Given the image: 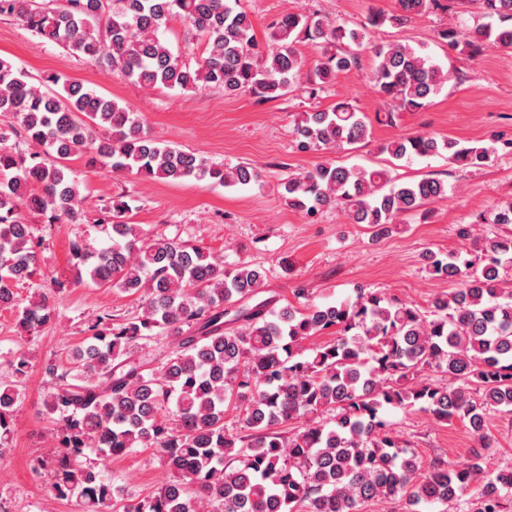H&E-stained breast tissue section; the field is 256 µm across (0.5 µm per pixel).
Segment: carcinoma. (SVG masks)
Masks as SVG:
<instances>
[{"mask_svg": "<svg viewBox=\"0 0 512 512\" xmlns=\"http://www.w3.org/2000/svg\"><path fill=\"white\" fill-rule=\"evenodd\" d=\"M239 0H0V15L22 20L41 38L119 72L145 88L250 92L278 99L299 85L307 61L301 39L337 51L313 64L306 89L314 97L340 72L358 64L365 33L323 15L287 13L270 33L272 48L256 43ZM440 0H398L404 23ZM485 21L450 24L438 37L473 57L486 45L512 49V0H481ZM173 18L206 37L196 66L185 64L161 37ZM371 80L392 110L424 108L448 81L424 47L394 43L375 49ZM0 113L16 125L0 129V308L15 306V288L38 267L33 226L25 208L75 220L83 197L66 165L88 154L100 168L171 182L209 179L226 187L260 180L257 168L226 167L151 136L126 106L60 76L39 85L0 57ZM370 134L367 117L341 101L330 110L304 112L296 126L302 150H342ZM14 143H9L10 139ZM489 145H465L428 134L403 136L381 151L407 162L447 154L456 166L492 162L511 149L499 133ZM34 144L25 153L22 145ZM288 205L311 216L344 207L354 224L375 235L448 194L445 182L422 178L398 183L384 168L333 163L291 175L281 183ZM121 198L109 207L111 244H72L74 283L138 295L141 313L114 323L99 315L88 325L85 349L67 363L49 365L44 398L58 447L33 461L50 469L51 492L77 497L87 512H362L372 501L402 503L403 512H508L512 467L484 474L477 452L463 462L437 459L424 469L401 443L386 410L418 408L436 419L466 421L485 440L486 411L512 408V290L500 269L512 264V236L479 241L474 225L458 235L476 246L473 259L423 253L432 277L458 283L433 299L428 314L412 304L361 290L353 299L278 310L255 299L265 273L176 238L149 237L126 220ZM55 308L39 293L16 317L19 334L48 324ZM324 333L329 341L302 343ZM162 336L161 358L134 356L143 342ZM448 377L443 382L441 377ZM19 397L0 383V447L10 434ZM236 411L239 430L224 422ZM304 426L285 431L288 423ZM153 448L173 479L141 499L119 494L103 472L82 464L86 452L112 460ZM481 480L478 498H466Z\"/></svg>", "mask_w": 512, "mask_h": 512, "instance_id": "1", "label": "carcinoma"}]
</instances>
